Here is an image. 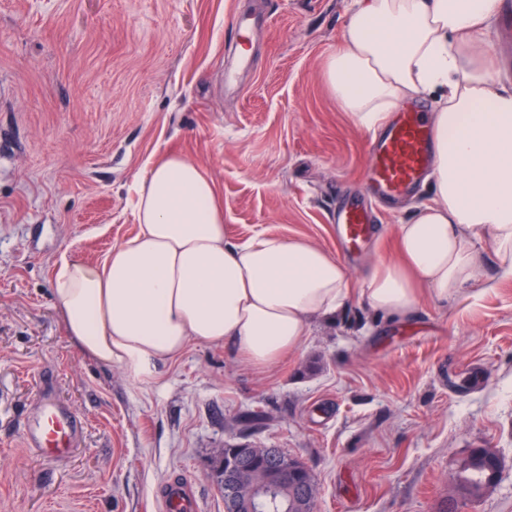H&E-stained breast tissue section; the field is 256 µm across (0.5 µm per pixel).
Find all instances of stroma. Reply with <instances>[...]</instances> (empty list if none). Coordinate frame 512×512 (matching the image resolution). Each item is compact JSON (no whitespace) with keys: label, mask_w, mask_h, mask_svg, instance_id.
<instances>
[{"label":"stroma","mask_w":512,"mask_h":512,"mask_svg":"<svg viewBox=\"0 0 512 512\" xmlns=\"http://www.w3.org/2000/svg\"><path fill=\"white\" fill-rule=\"evenodd\" d=\"M353 6L0 0V512H161L172 479L200 512H224L211 463L229 444L303 461L317 512H439L458 461L490 448L495 485L463 512H512V278L494 253L481 286L404 320L355 294L278 364L192 343L147 381L83 355L53 301L61 255L97 264L137 233V185L165 152L215 182L232 241L306 238L346 259L357 286L393 257L394 227L430 183L379 208L354 258L329 221L341 193L365 192L369 132L325 76ZM238 13L254 20L244 66ZM46 374L85 423L61 463L22 442Z\"/></svg>","instance_id":"35a3bbf8"}]
</instances>
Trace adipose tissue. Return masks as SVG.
<instances>
[{"mask_svg":"<svg viewBox=\"0 0 512 512\" xmlns=\"http://www.w3.org/2000/svg\"><path fill=\"white\" fill-rule=\"evenodd\" d=\"M498 0H355L327 62L349 119L373 130L409 98L430 95L433 197L396 225L395 255L361 286L301 237L227 243L215 183L178 153L154 159L137 189V233L98 265L61 256L53 296L65 331L104 366L152 377L188 344L230 343L258 367L298 350L308 319L368 307L407 316L422 296L445 301L476 285L486 249L512 278V83L481 37Z\"/></svg>","mask_w":512,"mask_h":512,"instance_id":"ef3b65f1","label":"adipose tissue"}]
</instances>
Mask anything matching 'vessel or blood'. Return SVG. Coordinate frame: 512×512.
I'll return each instance as SVG.
<instances>
[{
	"mask_svg": "<svg viewBox=\"0 0 512 512\" xmlns=\"http://www.w3.org/2000/svg\"><path fill=\"white\" fill-rule=\"evenodd\" d=\"M433 131L425 111L414 105L369 141L366 169L368 196L395 199L412 192L426 174L432 156ZM332 221L349 251H357L371 237L374 226L365 198L343 197ZM83 420L65 403L50 381H42L34 414L27 420L23 444L40 457L69 458L83 435ZM164 512H197L190 485L168 482L160 493Z\"/></svg>",
	"mask_w": 512,
	"mask_h": 512,
	"instance_id": "1",
	"label": "vessel or blood"
}]
</instances>
